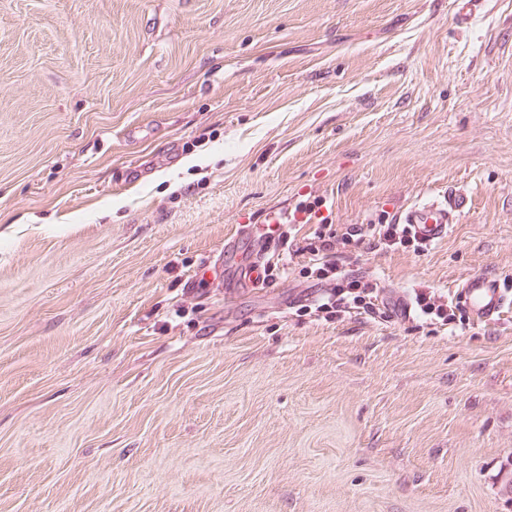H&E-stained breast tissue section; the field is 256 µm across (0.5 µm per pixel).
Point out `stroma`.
<instances>
[{"label":"stroma","mask_w":512,"mask_h":512,"mask_svg":"<svg viewBox=\"0 0 512 512\" xmlns=\"http://www.w3.org/2000/svg\"><path fill=\"white\" fill-rule=\"evenodd\" d=\"M0 0V512H512V308L224 299L277 205L379 224L456 188L380 299L512 283V0ZM195 165H188V158ZM410 304L412 320H419L422 324L440 326H455L465 321L463 309L453 301L445 300L430 288L411 289Z\"/></svg>","instance_id":"obj_1"}]
</instances>
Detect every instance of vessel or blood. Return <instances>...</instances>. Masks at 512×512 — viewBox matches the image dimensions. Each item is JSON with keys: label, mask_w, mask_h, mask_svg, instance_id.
Wrapping results in <instances>:
<instances>
[{"label": "vessel or blood", "mask_w": 512, "mask_h": 512, "mask_svg": "<svg viewBox=\"0 0 512 512\" xmlns=\"http://www.w3.org/2000/svg\"><path fill=\"white\" fill-rule=\"evenodd\" d=\"M470 205L467 194L459 193L428 203L415 204L400 211L395 221L408 225L410 231L418 238L437 242L447 237L458 216ZM302 215L297 210L285 207H273L264 214L262 224H298ZM262 224L245 226L243 233L251 239H260ZM224 256L235 265L239 284H255L260 266L254 259H245L238 252L234 242L224 246ZM455 298L471 314L482 322H495L512 306V294L505 291L500 279L489 273H475L463 278Z\"/></svg>", "instance_id": "b4317fda"}]
</instances>
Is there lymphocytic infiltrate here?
Segmentation results:
<instances>
[{
	"instance_id": "1",
	"label": "lymphocytic infiltrate",
	"mask_w": 512,
	"mask_h": 512,
	"mask_svg": "<svg viewBox=\"0 0 512 512\" xmlns=\"http://www.w3.org/2000/svg\"><path fill=\"white\" fill-rule=\"evenodd\" d=\"M381 245L416 254L428 250L427 243L412 235L404 224H376L368 231L362 225L351 224L341 233L331 224L311 225L303 251L314 258L308 269L311 278L324 286L315 301V310L321 318L338 322L353 312L371 319L379 316L377 282L347 270L345 259L348 249ZM410 304L412 318L428 325L454 326L465 319L459 304L428 288L413 289Z\"/></svg>"
}]
</instances>
